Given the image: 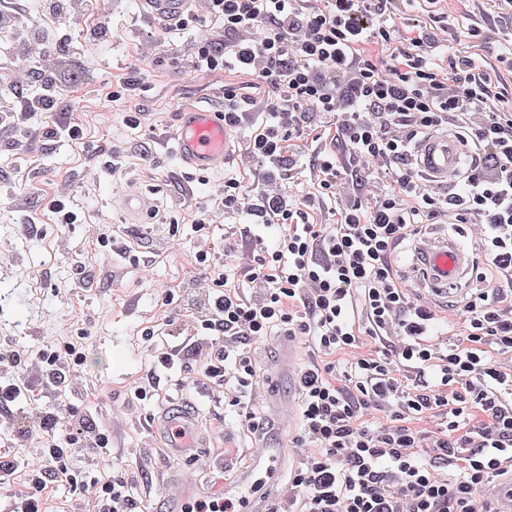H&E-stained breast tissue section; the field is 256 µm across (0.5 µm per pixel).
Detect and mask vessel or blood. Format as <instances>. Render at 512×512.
<instances>
[{
	"instance_id": "1",
	"label": "vessel or blood",
	"mask_w": 512,
	"mask_h": 512,
	"mask_svg": "<svg viewBox=\"0 0 512 512\" xmlns=\"http://www.w3.org/2000/svg\"><path fill=\"white\" fill-rule=\"evenodd\" d=\"M149 13L171 17L184 11L190 0H144ZM180 160L193 168L207 170L223 164L228 150L224 120L220 113L191 108L173 135ZM422 171L434 183L448 184L459 176L458 159L462 153L460 140L445 134H431L416 147ZM414 266L421 276L429 298H447L451 287L461 283L469 267L468 255L451 239L428 237L420 243ZM280 453L262 448L253 458L256 479L251 486L255 496L275 479Z\"/></svg>"
}]
</instances>
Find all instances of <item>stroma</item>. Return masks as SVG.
Masks as SVG:
<instances>
[{"instance_id": "obj_1", "label": "stroma", "mask_w": 512, "mask_h": 512, "mask_svg": "<svg viewBox=\"0 0 512 512\" xmlns=\"http://www.w3.org/2000/svg\"><path fill=\"white\" fill-rule=\"evenodd\" d=\"M12 26L0 30V111H16L17 128L0 129V341L11 342L27 358L22 375L36 405L61 403L75 415L92 416L112 437L110 454L95 460L92 474L107 479L125 470L135 480V512H181L168 501L175 481L210 477L213 487L240 479L260 446L282 451L283 473L298 459L291 446L297 420L281 426L272 414L270 395L296 396L294 386L272 373L281 336L250 348L257 370L248 408L265 423L253 434L244 417L226 402L221 388L196 373L175 371L162 376L152 400H138L134 388L143 381L153 350L181 344L180 337L204 310L207 270L195 261L206 251L224 260V244H237L236 263L247 268L254 245L247 216L225 217L220 203L224 173L241 169L247 132L228 131L224 165L205 172L176 158L170 137L182 110L189 106L220 112L223 81L194 71L195 31H169L148 24L138 0H76L74 16L48 12L43 0H23ZM36 28L51 46L42 57L25 52L13 26ZM498 45L476 37L449 40L447 55L469 57L485 70L500 105L512 108V70L497 60ZM53 74L64 89L62 107L17 112V98L35 94L31 69ZM136 76L135 96L116 100L114 82ZM78 110L84 136L78 142L55 143L44 128ZM139 112V128L126 127V113ZM117 157L112 170L101 167L103 151ZM151 194L152 214L140 223L123 218L122 200L130 186ZM71 200L82 220L56 223L47 208L51 194ZM209 212L212 233L198 238L191 230L200 212ZM112 236V247H100L99 233ZM172 291V305L162 303ZM155 331L146 339L145 328ZM84 347L85 361L73 373L69 391L47 395L41 350ZM192 406L196 429L193 453L168 448L155 425L175 406ZM16 412L0 409V454L37 462L44 435L32 430L17 441Z\"/></svg>"}]
</instances>
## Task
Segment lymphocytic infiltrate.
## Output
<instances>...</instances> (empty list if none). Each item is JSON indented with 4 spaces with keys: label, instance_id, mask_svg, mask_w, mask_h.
<instances>
[{
    "label": "lymphocytic infiltrate",
    "instance_id": "lymphocytic-infiltrate-1",
    "mask_svg": "<svg viewBox=\"0 0 512 512\" xmlns=\"http://www.w3.org/2000/svg\"><path fill=\"white\" fill-rule=\"evenodd\" d=\"M414 0H206L203 13L173 29L202 27L196 71L239 75L224 85V126L246 123L242 76L263 90L246 152L252 183L224 175V211L254 216L260 249L246 274L214 268L199 333L211 337L202 371L243 405L256 370L248 347L273 329L303 337L323 355L300 369L302 454L291 479L296 512H496L484 485L512 471V111L492 101L488 75L465 58H435L455 25L443 0L406 17ZM335 115L329 145L318 146L299 179L298 143L315 118ZM455 126L473 154L458 192L432 190L411 150L429 132ZM328 210L332 224L315 222ZM454 212L479 220L478 289L456 332L411 300L395 272V252L414 228ZM278 228L272 247L268 229ZM374 350L362 353L363 337ZM85 355L74 345L44 350L47 387H66ZM390 416L372 422L373 412ZM434 416L427 441L417 423ZM48 407L18 424L48 436L15 512H43L51 485L81 494L83 457L110 446L107 432L76 418L59 434Z\"/></svg>",
    "mask_w": 512,
    "mask_h": 512
}]
</instances>
